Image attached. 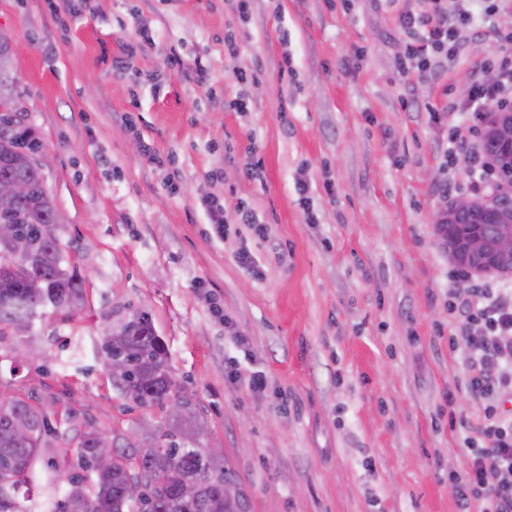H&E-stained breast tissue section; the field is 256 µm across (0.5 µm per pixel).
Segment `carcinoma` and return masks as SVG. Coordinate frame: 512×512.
Segmentation results:
<instances>
[{
	"label": "carcinoma",
	"instance_id": "carcinoma-1",
	"mask_svg": "<svg viewBox=\"0 0 512 512\" xmlns=\"http://www.w3.org/2000/svg\"><path fill=\"white\" fill-rule=\"evenodd\" d=\"M11 43L0 37V105L16 102ZM23 112H0V180L20 177L31 193L15 201L0 200V223L16 226L18 236L33 247L35 261L16 271L0 267V337L11 331L24 337L51 306L70 314L84 307L82 280L70 269L56 234L57 208L45 186L42 168L32 163L40 144L25 125ZM512 113L488 118L484 147L505 177H512ZM445 224H504L506 220L473 202L468 211L448 206ZM113 329L125 339L122 350L112 352V336H103L99 356L120 363L112 384L142 406H163L178 400L186 413L151 432L140 428L132 441L114 435L115 455L107 467L95 462L98 430L79 434L78 469L63 476L57 462V435L44 411L36 405L0 400V512H38L48 501L52 512H246L247 499L224 501V491L211 482L216 476L237 482L221 456L197 446L204 419L192 402L173 392L175 382L168 354L149 316L135 313ZM199 485V495L186 499L177 479Z\"/></svg>",
	"mask_w": 512,
	"mask_h": 512
}]
</instances>
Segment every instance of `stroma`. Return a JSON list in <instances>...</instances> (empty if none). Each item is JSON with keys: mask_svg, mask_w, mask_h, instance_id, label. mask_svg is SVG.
Returning <instances> with one entry per match:
<instances>
[{"mask_svg": "<svg viewBox=\"0 0 512 512\" xmlns=\"http://www.w3.org/2000/svg\"><path fill=\"white\" fill-rule=\"evenodd\" d=\"M85 2L59 17L48 0H0L85 296L73 316L46 308L35 352L0 340V394L45 408L67 473L84 427L165 423L99 370L107 325L145 311L205 419L200 446L222 448L248 512H458L476 406L457 389L465 347L448 342L452 265L431 215L467 181L445 153L454 107L492 78L489 61L512 57V8L461 27L436 81L399 69L398 15L414 0H255L245 21L229 0ZM142 22L154 42L136 49ZM174 54L200 62L209 86L180 77ZM236 67L252 81L228 82ZM238 97L246 109L230 108ZM429 104L452 111L434 118ZM208 196L251 210L267 238L235 223L211 235Z\"/></svg>", "mask_w": 512, "mask_h": 512, "instance_id": "35a3bbf8", "label": "stroma"}]
</instances>
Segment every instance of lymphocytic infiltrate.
Listing matches in <instances>:
<instances>
[{
  "label": "lymphocytic infiltrate",
  "instance_id": "f902f5d3",
  "mask_svg": "<svg viewBox=\"0 0 512 512\" xmlns=\"http://www.w3.org/2000/svg\"><path fill=\"white\" fill-rule=\"evenodd\" d=\"M418 10L399 14L407 35L408 60L428 63L429 53L452 43L459 25L474 23L479 0H459L448 10L444 0H418ZM512 98V62L502 61L492 82L474 81L462 109L479 129L483 115L501 111ZM459 339L467 347L461 387L478 404L475 426L463 439L469 456L459 481V512L481 503L482 512H512V416L499 403L512 394V284L485 281L456 292L449 303Z\"/></svg>",
  "mask_w": 512,
  "mask_h": 512
}]
</instances>
